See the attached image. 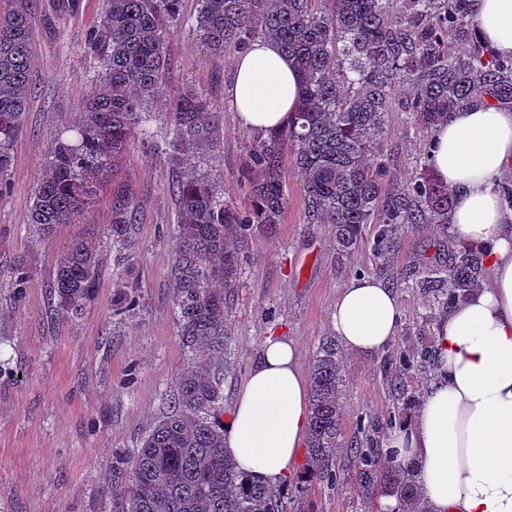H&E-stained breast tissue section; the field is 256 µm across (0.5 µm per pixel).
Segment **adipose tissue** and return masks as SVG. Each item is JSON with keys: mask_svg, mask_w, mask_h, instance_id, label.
Listing matches in <instances>:
<instances>
[{"mask_svg": "<svg viewBox=\"0 0 512 512\" xmlns=\"http://www.w3.org/2000/svg\"><path fill=\"white\" fill-rule=\"evenodd\" d=\"M473 9L483 41L512 56V0H474ZM227 94L243 128L268 134L297 108V70L276 43L254 41L235 58ZM432 154L436 179L452 193V231L461 246L485 252L490 276L439 321L438 376L384 449L412 464L428 512H512V217L499 188L512 174V110L460 109L435 128ZM401 319L395 291L360 276L339 293L331 329L348 351L375 353ZM309 411L295 343L266 339L224 424V450L256 482L283 485Z\"/></svg>", "mask_w": 512, "mask_h": 512, "instance_id": "1", "label": "adipose tissue"}]
</instances>
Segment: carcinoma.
Segmentation results:
<instances>
[{
    "instance_id": "cac0c4a2",
    "label": "carcinoma",
    "mask_w": 512,
    "mask_h": 512,
    "mask_svg": "<svg viewBox=\"0 0 512 512\" xmlns=\"http://www.w3.org/2000/svg\"><path fill=\"white\" fill-rule=\"evenodd\" d=\"M194 31L200 50L221 62L228 49L271 39L294 62L300 92L287 127L251 144L239 179L249 205L224 198V181L205 162L224 141L219 113L205 98L178 93L169 102L167 145L179 218L172 305L188 359L169 410L132 454L112 465L114 512H286L284 493L251 480L224 452V363L231 336L228 301L242 250L257 230L276 232L287 206L283 159L290 155L313 224H329L338 254L369 250L383 261L406 226L448 228L451 197L433 175L431 140L422 173L398 179L383 143L389 114L408 112L429 134L450 114L491 98L512 104V58L478 35L472 0H199ZM181 0H104L84 53L93 76L82 110L55 139L29 223L44 234L79 224L110 175L123 166L135 128L165 80L168 42ZM41 0H0V197L8 194L12 150L24 129L29 71ZM108 225L113 263L135 249L137 204L129 184L112 182ZM376 225L369 234L367 225ZM100 255L78 234L59 254L53 303L76 318L98 288ZM486 258L476 249L448 252L423 271L418 287L451 307L480 285ZM399 371L438 365L434 336L390 356ZM345 376L336 340L325 337L310 374L307 477L335 480L341 448ZM357 492L374 499L386 484L402 512H426L413 470L377 448L350 449Z\"/></svg>"
}]
</instances>
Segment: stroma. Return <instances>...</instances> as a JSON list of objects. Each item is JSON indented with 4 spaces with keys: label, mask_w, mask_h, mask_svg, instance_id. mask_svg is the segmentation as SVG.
I'll list each match as a JSON object with an SVG mask.
<instances>
[{
    "label": "stroma",
    "mask_w": 512,
    "mask_h": 512,
    "mask_svg": "<svg viewBox=\"0 0 512 512\" xmlns=\"http://www.w3.org/2000/svg\"><path fill=\"white\" fill-rule=\"evenodd\" d=\"M43 0L36 18L29 73L31 96L9 172L12 190L0 199V512H112V459L133 451L168 409L176 377L188 353L171 309V264L178 241L172 172L166 150L170 133L167 103L183 89L206 95L224 117V146L214 164L224 191L238 206L247 200L239 174L247 159L249 132L241 127L227 97L235 51L222 62L205 58L191 26L198 0H182L183 22L168 44L169 74L152 106L150 122L137 128L120 176L133 184L138 203L135 256L116 269L107 246L109 205L100 196L81 223L45 235L28 222L33 193L49 147L72 113L82 108L92 67L84 37L96 26L103 0H78L74 12L55 15ZM390 166L405 178L420 169L423 137L411 116L389 119ZM288 205L275 237L249 239L229 310L233 343L224 382V407L257 360L266 337L297 344L298 364L310 372L320 339L331 335L330 314L339 292L355 273L383 278L397 293L403 312L396 346L410 347L435 329L446 310L428 306L416 283L426 265L446 261L447 234L421 224L406 229L384 262L360 251L338 257L329 225L305 218L306 200L291 158H284ZM91 236L101 248L96 297L76 318L58 311L50 277L71 236ZM29 278L22 294L11 282L17 267ZM134 311L121 308L126 292ZM389 353L346 354L341 451L343 475L319 482L299 500L301 512H383L380 500L363 505L351 442L362 440L361 424L401 423L414 411H399L390 389Z\"/></svg>",
    "instance_id": "obj_1"
}]
</instances>
